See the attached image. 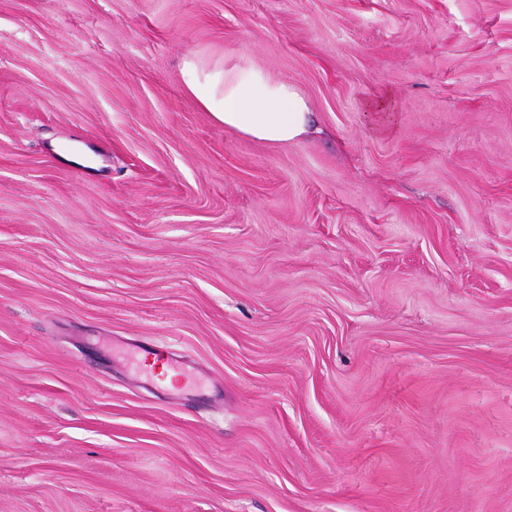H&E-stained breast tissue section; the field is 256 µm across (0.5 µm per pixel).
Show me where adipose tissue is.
<instances>
[{
    "instance_id": "adipose-tissue-1",
    "label": "adipose tissue",
    "mask_w": 512,
    "mask_h": 512,
    "mask_svg": "<svg viewBox=\"0 0 512 512\" xmlns=\"http://www.w3.org/2000/svg\"><path fill=\"white\" fill-rule=\"evenodd\" d=\"M181 79L185 92L225 130L284 145L311 129V107L300 89L272 79L248 56L210 64L185 55Z\"/></svg>"
}]
</instances>
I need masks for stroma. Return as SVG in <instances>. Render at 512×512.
<instances>
[{
  "mask_svg": "<svg viewBox=\"0 0 512 512\" xmlns=\"http://www.w3.org/2000/svg\"><path fill=\"white\" fill-rule=\"evenodd\" d=\"M0 512H512V0H0ZM181 79L185 92L224 130L284 145L311 129V107L300 89L272 79L246 55L209 64L187 54Z\"/></svg>",
  "mask_w": 512,
  "mask_h": 512,
  "instance_id": "obj_1",
  "label": "stroma"
}]
</instances>
